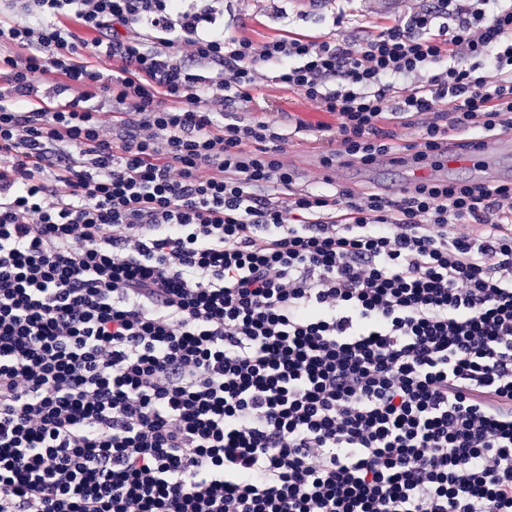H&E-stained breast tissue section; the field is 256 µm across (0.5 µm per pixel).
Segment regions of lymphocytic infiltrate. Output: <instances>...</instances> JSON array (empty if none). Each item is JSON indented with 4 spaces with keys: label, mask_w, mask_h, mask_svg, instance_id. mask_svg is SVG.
I'll return each instance as SVG.
<instances>
[{
    "label": "lymphocytic infiltrate",
    "mask_w": 512,
    "mask_h": 512,
    "mask_svg": "<svg viewBox=\"0 0 512 512\" xmlns=\"http://www.w3.org/2000/svg\"><path fill=\"white\" fill-rule=\"evenodd\" d=\"M271 63L336 118L328 165L512 126V0L343 45L226 34L224 0H5L0 512H512V183L292 192ZM408 119L406 124H401L400 121L402 120L392 119L387 121L386 126H384V128L398 135L397 141L401 144H413L418 141L422 127L433 121L434 114L419 113Z\"/></svg>",
    "instance_id": "lymphocytic-infiltrate-1"
}]
</instances>
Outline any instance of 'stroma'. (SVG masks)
Wrapping results in <instances>:
<instances>
[{
  "label": "stroma",
  "instance_id": "1",
  "mask_svg": "<svg viewBox=\"0 0 512 512\" xmlns=\"http://www.w3.org/2000/svg\"><path fill=\"white\" fill-rule=\"evenodd\" d=\"M421 5L422 0H328L317 10L304 12L295 0H224V25L229 33L257 41L288 32L313 39L359 41L379 27L405 21ZM255 98L269 102L268 119L288 136L281 159L296 173L295 191L329 194L342 188L355 193L382 189L393 194L414 182L413 169L385 160L368 167L342 160L325 166L319 134L296 131L295 124L302 120L332 125L336 119L321 112L303 92H290L269 81L257 89Z\"/></svg>",
  "mask_w": 512,
  "mask_h": 512
}]
</instances>
